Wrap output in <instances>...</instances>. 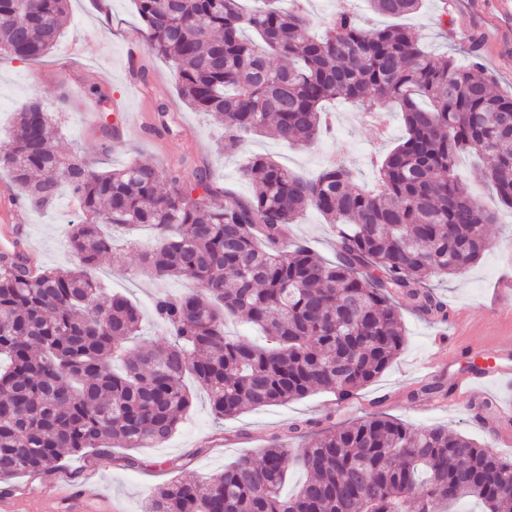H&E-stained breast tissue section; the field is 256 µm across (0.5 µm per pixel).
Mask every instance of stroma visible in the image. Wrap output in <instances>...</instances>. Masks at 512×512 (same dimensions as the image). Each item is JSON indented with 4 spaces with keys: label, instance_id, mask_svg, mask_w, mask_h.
<instances>
[{
    "label": "stroma",
    "instance_id": "obj_1",
    "mask_svg": "<svg viewBox=\"0 0 512 512\" xmlns=\"http://www.w3.org/2000/svg\"><path fill=\"white\" fill-rule=\"evenodd\" d=\"M109 2L110 10L102 17L86 0H71L70 19L59 45L40 59L0 58L1 138L12 134L16 112L35 89L57 119L60 134L54 146L60 153L81 154L98 172L134 160L176 168L187 175L204 166L212 173L214 193L220 199L228 188L242 197L252 195L251 183L239 172L251 154L270 157L307 177L316 176L337 159L358 183L372 184L376 178L373 160L384 158L405 135L398 108L382 109L375 121L353 105L336 100L325 105L333 121L331 133L309 146L287 149L272 136L259 134L243 146L218 150L219 130L206 114L190 109L178 95L172 62L150 54L141 43L142 23L133 0ZM296 2L317 18L348 10L377 28L391 23L390 18L374 13L368 0ZM443 12L448 15L444 30L437 25ZM401 22L418 32L426 50L439 58L452 55L469 62L473 59L468 54L470 41L478 39L474 59L491 88L512 91V20L503 15L498 0H422L419 9ZM161 102L177 116L176 134L156 131V107ZM105 124L110 127L106 136L101 133ZM456 173L471 195L496 212L498 221L488 228L492 245L462 276H432L427 284L448 311L462 314L464 333L478 341L488 332L498 288L512 282V253L503 249L505 242L512 241V208L501 204L488 186L477 156L461 154ZM77 218L65 191L52 207L31 211L28 245L42 266L66 265L63 229L67 221ZM133 236L137 245L119 247L103 258L97 275L108 294L127 296L137 304L146 332L158 340L164 330L153 318L152 302L159 295L181 293L186 284L177 279L132 277L140 263L138 244L149 240L152 232L138 228ZM291 238L304 242L325 261H334V230L317 210L308 209L292 225ZM401 312L406 331L402 351L384 373L348 402L321 391L219 421L206 392L190 379L186 385L192 405L166 442L145 448L85 449L66 457L59 470L0 483V499H9L16 512H61L59 492L67 488L79 497L83 512H142L153 488L174 478L206 479L239 456L257 453L271 437H287L293 422L329 417L342 423L374 411L414 426H448L512 460V424L502 425L483 410L481 391L456 396L447 406L419 394V387L430 378L426 364L438 355L437 337L454 335L456 330L451 322L424 318L407 306Z\"/></svg>",
    "mask_w": 512,
    "mask_h": 512
}]
</instances>
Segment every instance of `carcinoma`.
<instances>
[{
  "label": "carcinoma",
  "mask_w": 512,
  "mask_h": 512,
  "mask_svg": "<svg viewBox=\"0 0 512 512\" xmlns=\"http://www.w3.org/2000/svg\"><path fill=\"white\" fill-rule=\"evenodd\" d=\"M421 0H369L401 18ZM69 0H0V55L20 61L55 46ZM146 49L173 62L180 94L239 146L271 133L306 145L328 129L323 103L343 98L374 113L394 104L406 134L382 162L375 187L334 162L313 178L252 155L242 175L251 197L214 195L210 172L132 161L107 173L83 157L60 156L57 130L38 98L0 142L30 208L52 205L62 188L84 220L68 234L70 267L36 276L21 255L0 256V482L37 475L86 448H142L168 440L189 411L191 375L217 419L329 390L346 401L374 381L405 344L400 308L433 319L446 305L431 275L465 272L488 249L497 221L455 173L478 155L499 200L512 207V94L491 90L473 66L426 53L416 32L373 28L338 10L320 38L302 9L281 0H134ZM283 59L275 66L272 57ZM168 134L176 119L157 106ZM201 195L194 196L195 192ZM309 207L336 228V261L288 239ZM148 225L153 243L136 273L183 279L185 293L160 296L155 316L171 339L141 336V314L123 296L107 301L94 270L112 253L102 225ZM235 319L270 345L224 334ZM306 479L283 493L290 466ZM480 501L512 512V462L442 426L415 427L380 412L328 425L297 448L273 437L207 481L172 480L151 491L144 512H437Z\"/></svg>",
  "instance_id": "1"
}]
</instances>
